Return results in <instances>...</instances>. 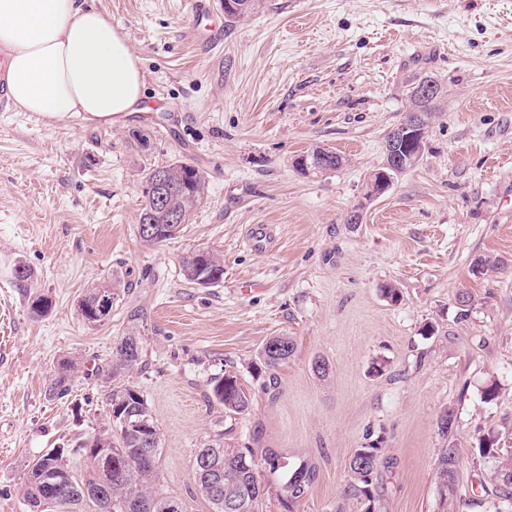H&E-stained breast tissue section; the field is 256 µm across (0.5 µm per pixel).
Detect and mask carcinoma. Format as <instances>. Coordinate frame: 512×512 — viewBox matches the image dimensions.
<instances>
[{
  "label": "carcinoma",
  "instance_id": "1",
  "mask_svg": "<svg viewBox=\"0 0 512 512\" xmlns=\"http://www.w3.org/2000/svg\"><path fill=\"white\" fill-rule=\"evenodd\" d=\"M237 8L225 12L235 22L252 13L260 6V0H233ZM436 99H411V112L426 129L432 118ZM192 166L186 163L171 164L168 174V209L154 207L147 193H142L139 217L155 225L157 245L173 238L180 225L169 223V213L178 211L189 220L192 212L205 196V183L199 176L191 175ZM201 266L199 250L188 254L182 264L183 276L190 282H197ZM104 290L112 291L108 285L95 286L86 290L78 309L81 318L90 326L100 325L94 311V304ZM288 349L279 355L270 354V348L263 349L261 364L263 373L276 370L294 351V343L287 340ZM142 347L139 334L132 332L122 337L112 349V366L108 376L121 369L132 368L140 362ZM77 370V362L64 358L58 362L54 377L46 390L51 400H61L69 395ZM211 394L224 406L228 417L241 415L249 410L250 398L237 379L231 375L211 382ZM106 403L109 413L121 412L127 417V424L114 423L111 429L90 436L67 451L59 449L48 453L28 464L24 482V499L29 512H181L176 497L158 488V460L160 448L148 452L140 447L142 434L149 428L160 439L147 400L141 391L126 384H111L106 389ZM381 448L376 443L355 451L349 462L350 479L344 487V495L357 501L375 499L377 485L374 476L380 463ZM197 452L209 458L204 467L193 459V468L198 491L208 501L211 512H224V501L237 498L243 504L244 512H262L265 487L258 476L252 450L248 447H224L221 443L199 448ZM479 456L497 462L499 485L496 494L512 503V457L501 454L497 440L491 436L480 441ZM76 456L84 462V471L77 472L70 460ZM455 450L445 448L437 459L436 475L439 483L448 488L453 486L457 475ZM49 472L63 478H70L53 498L48 496L43 474ZM315 469L300 466L288 477L286 486L292 498H298L313 481ZM220 474L224 490L222 496L214 494V476Z\"/></svg>",
  "mask_w": 512,
  "mask_h": 512
}]
</instances>
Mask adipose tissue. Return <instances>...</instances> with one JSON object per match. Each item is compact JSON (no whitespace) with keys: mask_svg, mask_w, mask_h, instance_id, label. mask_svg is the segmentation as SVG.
Here are the masks:
<instances>
[{"mask_svg":"<svg viewBox=\"0 0 512 512\" xmlns=\"http://www.w3.org/2000/svg\"><path fill=\"white\" fill-rule=\"evenodd\" d=\"M0 49L19 111L107 124L143 99L138 58L92 0H0Z\"/></svg>","mask_w":512,"mask_h":512,"instance_id":"ef3b65f1","label":"adipose tissue"}]
</instances>
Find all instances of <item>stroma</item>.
<instances>
[{
  "label": "stroma",
  "instance_id": "stroma-1",
  "mask_svg": "<svg viewBox=\"0 0 512 512\" xmlns=\"http://www.w3.org/2000/svg\"><path fill=\"white\" fill-rule=\"evenodd\" d=\"M95 4L140 61L143 110L48 125L0 109V512H27L33 459L109 428L111 381L144 394L159 486L182 512H211L193 458L218 442L278 453V470L259 469L263 512H495L496 463L478 443L512 451V0H262L237 22L212 18L224 29L215 47L188 0ZM424 77L443 93L423 155L369 199L385 136ZM317 148L341 166L298 171ZM176 162L199 170L206 195L174 238L146 244L142 174ZM254 224L272 228L268 251L247 245ZM196 248L220 258L219 283L184 279ZM480 258L490 265L472 274ZM18 264L31 271L23 287ZM107 284L112 316L88 326L78 301ZM462 292L473 304L460 322ZM38 297L50 302L41 317L29 310ZM132 330L140 362L112 372ZM273 336L295 349L267 389L256 365ZM66 357L72 391L48 400ZM227 374L247 414L227 417L213 398L211 380ZM449 410L451 439L438 429ZM376 441L380 494L367 507L343 488L354 451ZM450 446L459 467L445 491L436 463ZM303 463L316 478L293 499L287 472Z\"/></svg>",
  "mask_w": 512,
  "mask_h": 512
}]
</instances>
